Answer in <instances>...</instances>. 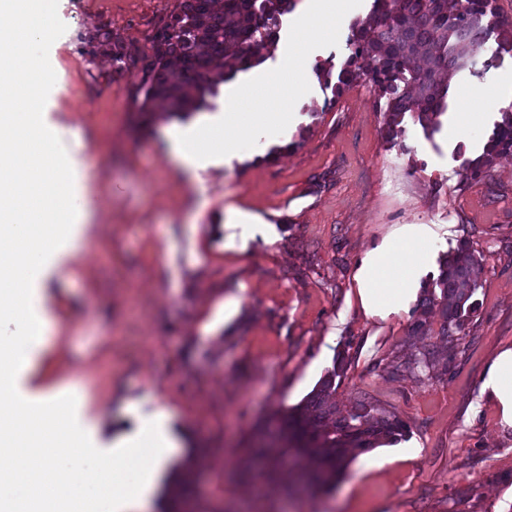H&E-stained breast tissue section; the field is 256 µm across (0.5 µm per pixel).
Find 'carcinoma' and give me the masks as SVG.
<instances>
[{
    "label": "carcinoma",
    "instance_id": "carcinoma-1",
    "mask_svg": "<svg viewBox=\"0 0 512 512\" xmlns=\"http://www.w3.org/2000/svg\"><path fill=\"white\" fill-rule=\"evenodd\" d=\"M295 4L224 0L222 9L215 10L211 0H177L144 53L139 109L147 113L162 102L169 114L186 117L207 107V97L216 95L220 84L262 61L280 16ZM491 40L496 47L484 61L486 71L501 64L502 54H512V22L500 15L495 0H373L367 17L351 27V54L334 92L339 95L365 77L378 99H386L388 135L408 113L431 133L448 110L452 78ZM504 153H512V106L502 112L483 153L467 163V176L490 175L495 158ZM476 266L474 253L462 243L443 257L432 287L423 289L421 315L438 308L439 336L446 343L453 342L475 310ZM341 370L335 366L299 405L276 419L279 448L271 450L262 440L248 444L244 471L261 461L264 475L272 479L291 461L297 479L317 490L329 489L343 475L348 456L405 432L402 421L368 398L336 414L333 393Z\"/></svg>",
    "mask_w": 512,
    "mask_h": 512
}]
</instances>
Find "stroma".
<instances>
[{
	"instance_id": "obj_1",
	"label": "stroma",
	"mask_w": 512,
	"mask_h": 512,
	"mask_svg": "<svg viewBox=\"0 0 512 512\" xmlns=\"http://www.w3.org/2000/svg\"><path fill=\"white\" fill-rule=\"evenodd\" d=\"M174 4L59 0L67 30L49 51L43 120L95 216L73 225L80 251L66 243L48 261L35 302L66 300L67 316L27 388L74 395L105 451L133 429L130 411L167 409L183 453L153 479V512H182L168 489L186 469L193 512H512V429L481 393L492 358L512 346V155L487 178L465 176L500 114L469 146L410 122L389 137L370 85L338 96L323 78L350 54L343 20L308 96L292 103L298 123L262 154L203 172L210 205L191 232L197 202L162 151V114L135 102L142 54ZM101 27L122 68L89 42ZM235 210L249 224H223ZM415 224L432 240L419 286L460 243L479 261L476 310L451 345L438 341V315L413 336L414 308L371 317L358 299L364 260ZM434 342L438 362L417 365ZM338 361L341 411L366 397L406 425L376 447L387 465L354 459L333 490L292 496V466L262 484L237 477L259 423L298 405Z\"/></svg>"
}]
</instances>
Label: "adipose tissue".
<instances>
[{
    "label": "adipose tissue",
    "mask_w": 512,
    "mask_h": 512,
    "mask_svg": "<svg viewBox=\"0 0 512 512\" xmlns=\"http://www.w3.org/2000/svg\"><path fill=\"white\" fill-rule=\"evenodd\" d=\"M361 0H305L296 15L292 41L276 39L274 53L282 71L288 72L287 86H279L275 77L255 69L238 82L225 85L224 109L204 112L177 133L165 138L166 159L186 177L198 197L206 203V186L199 172L209 166L229 163L250 152L257 136L278 138L298 121L294 112L247 111L256 86H263L272 99L297 97L310 77L320 46L314 39L316 30L336 29L346 15L355 13ZM471 109L457 112L448 121V136L452 142L465 143L476 136L482 110L512 106V80L489 76L470 81L467 85ZM239 129L238 138L224 136L227 128ZM428 251V239L423 231H415L403 245L378 251L360 274L359 300L369 314L386 317L399 313L413 299L414 289L408 283L419 272ZM483 390L497 404L500 423L512 428V346L502 349L491 362Z\"/></svg>",
    "instance_id": "obj_1"
}]
</instances>
